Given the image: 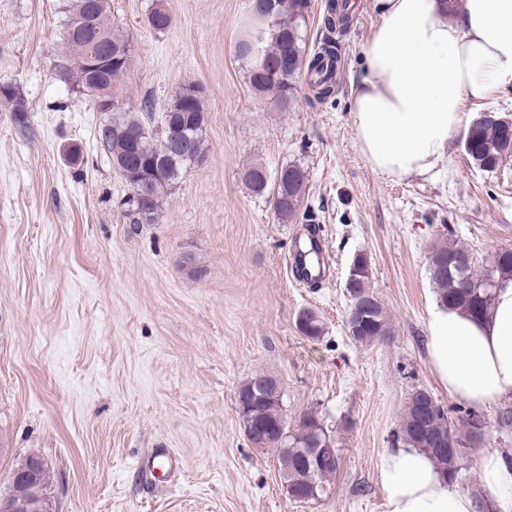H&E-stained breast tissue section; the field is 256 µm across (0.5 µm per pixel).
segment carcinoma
I'll use <instances>...</instances> for the list:
<instances>
[{
	"label": "carcinoma",
	"mask_w": 512,
	"mask_h": 512,
	"mask_svg": "<svg viewBox=\"0 0 512 512\" xmlns=\"http://www.w3.org/2000/svg\"><path fill=\"white\" fill-rule=\"evenodd\" d=\"M90 25L75 34L66 30L63 46L56 64L61 80L94 101L102 98L93 85L92 69L86 58L76 49V40L86 43L100 40V44L110 48L132 46V41L119 27L112 25L109 0H84ZM312 9V0H273V17L263 33V54L267 60L264 68H257L255 61L241 60L250 88L260 95L274 97L278 107L288 111L298 93L297 79L306 73L308 86L321 101L334 92L335 81L326 73L325 62L336 60V38L348 25V17L341 12L339 5L329 3L324 17L327 34L318 50L307 55V20ZM292 60L288 69L279 68L283 54ZM7 108L13 115L27 112L24 99L16 89H0V107ZM166 111L181 112L185 116L184 130L189 137V151L186 153L158 152L159 138L155 137L142 122L128 109L120 111V116L112 119L122 132L99 134V140L112 156L113 164L126 163L141 158L161 171L163 183L157 202L164 198L178 183L187 169L195 164L196 158L206 157L203 131L206 124V110L201 86L188 84L171 99ZM470 129V146L466 154L472 165L485 172H493L505 159L512 156V123L505 126L485 116L473 120ZM254 168L245 173V181L253 192L273 197H282L281 208L274 209L278 219L288 221L299 217L304 199L306 172L296 164H286L280 168L284 180L279 176L257 180L253 177ZM428 270L435 285L437 298L455 308L473 314L485 312L493 300V289L498 278L512 276V247L497 250L485 267H476L467 249L458 244L434 243L429 249ZM466 275L469 287H463L461 275ZM350 297H364L368 308L362 316L346 326L348 336L361 345H371L382 336L392 334L391 321L378 297L369 289V264H364L354 274L352 282L346 284ZM309 322L307 338L319 341L325 335V325L320 315L307 309L299 314ZM422 392L415 389L410 394L399 427L398 439L406 447L417 448L429 455L435 463L448 473L451 484H456L461 471V460L465 449L482 447L485 435L470 428L469 417L475 411H466L463 424L465 434H460L448 413L439 403H434L426 419L429 433L444 440L434 449L428 448L420 430L419 403ZM254 421L270 423L278 421V404H260L253 410ZM326 439L320 427L317 414L307 410L301 414L298 424L288 435V447H272L283 480L288 482V496L299 502L313 500L312 483H317L318 495L326 492L325 482L336 474L339 460L311 473V468L299 454V449L317 448L319 440ZM55 475L50 473L36 484H21L15 488V496L35 500L48 499L53 493Z\"/></svg>",
	"instance_id": "carcinoma-1"
}]
</instances>
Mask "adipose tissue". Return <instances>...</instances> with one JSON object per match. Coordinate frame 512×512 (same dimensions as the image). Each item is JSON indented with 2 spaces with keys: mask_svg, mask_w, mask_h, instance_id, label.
<instances>
[{
  "mask_svg": "<svg viewBox=\"0 0 512 512\" xmlns=\"http://www.w3.org/2000/svg\"><path fill=\"white\" fill-rule=\"evenodd\" d=\"M378 24L362 47L365 73L352 119L368 165L401 179L443 160L465 101L512 88V0H373ZM453 21H446V13ZM429 366L449 397L473 408L512 401V277L499 279L480 317L434 303ZM479 482L497 512H512V458L484 446ZM379 482L385 512H478L477 495L451 487L415 448L390 451Z\"/></svg>",
  "mask_w": 512,
  "mask_h": 512,
  "instance_id": "adipose-tissue-1",
  "label": "adipose tissue"
}]
</instances>
